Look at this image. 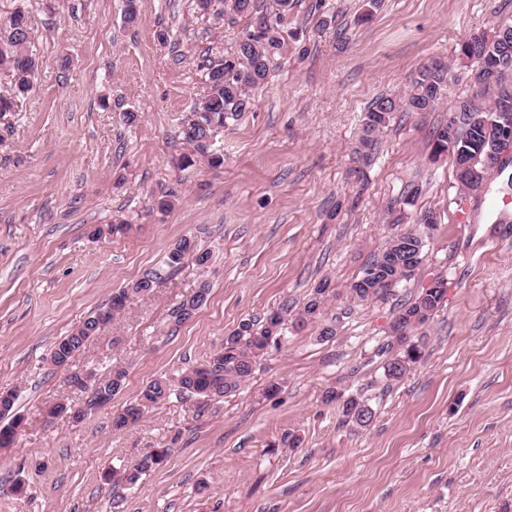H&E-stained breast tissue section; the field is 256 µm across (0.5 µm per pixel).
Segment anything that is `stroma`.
<instances>
[{
    "label": "stroma",
    "mask_w": 512,
    "mask_h": 512,
    "mask_svg": "<svg viewBox=\"0 0 512 512\" xmlns=\"http://www.w3.org/2000/svg\"><path fill=\"white\" fill-rule=\"evenodd\" d=\"M137 4L130 25L122 0H0L2 19L27 11L41 62L0 117V388L16 392L22 420L0 448V512H512V193L495 173L463 194L452 156H431L448 102L469 92L453 64L460 43L512 16V0H293L267 83L219 138L223 166L184 171L175 133L208 92L201 62L233 50L248 21L200 16L192 0ZM432 58L451 63L447 103L395 113L371 163L355 166L368 107L405 95ZM415 187L413 204L389 213ZM168 188L173 208L153 211ZM427 211L438 224L419 275L354 299L367 264ZM120 219L127 232L90 236ZM185 236L210 264L165 272ZM159 269L68 371L51 364L55 342L112 291ZM437 277L445 300L409 333L423 356L389 381L396 310ZM204 282L207 303L175 323ZM322 283L319 320L289 328L237 392L174 396L113 429L147 383L209 358L241 320L303 306ZM325 324L335 336L321 337ZM115 365L128 376L109 405L78 424L48 416L88 396L67 372ZM351 395L372 408L369 426L343 424ZM158 448L167 457L136 485L114 483Z\"/></svg>",
    "instance_id": "1"
}]
</instances>
